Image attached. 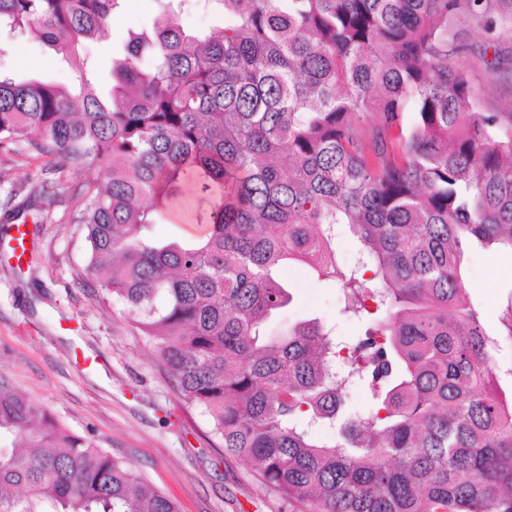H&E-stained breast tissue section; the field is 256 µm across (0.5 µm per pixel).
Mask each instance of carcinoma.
<instances>
[{"label":"carcinoma","mask_w":512,"mask_h":512,"mask_svg":"<svg viewBox=\"0 0 512 512\" xmlns=\"http://www.w3.org/2000/svg\"><path fill=\"white\" fill-rule=\"evenodd\" d=\"M207 2L217 25L197 33L179 23L189 0H158L106 100L84 47L111 37L119 0H0V30L50 47L80 83L0 73V144L39 148L56 174L101 163L72 194L87 274L282 499L512 512V406L461 274L475 241L512 249V133L448 62L458 0ZM164 214L203 232L148 240ZM345 226L354 267L336 260ZM292 260L342 291L364 336L338 342L317 318L268 333ZM0 512L178 509L0 373Z\"/></svg>","instance_id":"cac0c4a2"}]
</instances>
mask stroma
I'll return each instance as SVG.
<instances>
[{
    "label": "stroma",
    "mask_w": 512,
    "mask_h": 512,
    "mask_svg": "<svg viewBox=\"0 0 512 512\" xmlns=\"http://www.w3.org/2000/svg\"><path fill=\"white\" fill-rule=\"evenodd\" d=\"M156 0H122L112 36L89 44L101 92L131 33L151 28ZM450 63L471 81L478 107L512 124V0H462L448 18ZM0 72L68 87L75 72L31 38L0 35ZM48 159L33 147L0 145V210L18 207L15 222L30 236L17 258L0 222V373L74 432L133 466L181 512H307L283 500L251 469L225 455L199 410L173 388L154 346L126 307L86 274L87 245L69 201L44 198ZM14 222V223H15ZM293 299L269 323L274 332L318 317L340 337L366 323L341 320L340 292L293 263L285 271ZM463 281L490 335L498 341L495 372L512 387V250L472 247Z\"/></svg>",
    "instance_id": "stroma-1"
}]
</instances>
